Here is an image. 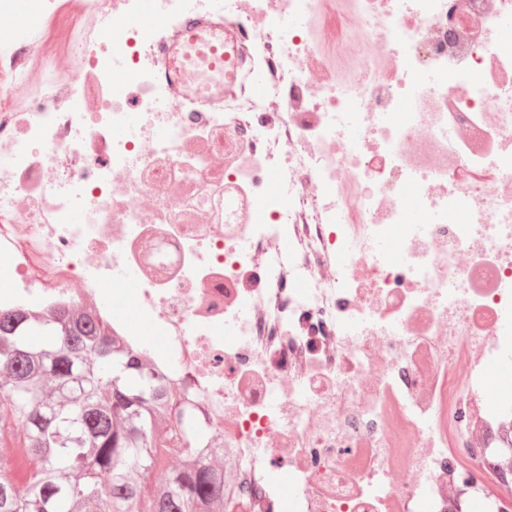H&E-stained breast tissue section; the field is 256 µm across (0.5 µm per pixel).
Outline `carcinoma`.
I'll list each match as a JSON object with an SVG mask.
<instances>
[{
    "mask_svg": "<svg viewBox=\"0 0 512 512\" xmlns=\"http://www.w3.org/2000/svg\"><path fill=\"white\" fill-rule=\"evenodd\" d=\"M0 435L23 431L34 472L20 487L0 471V512H228L220 448L188 449L164 377L120 345L88 311L0 313ZM156 475L144 491L147 475Z\"/></svg>",
    "mask_w": 512,
    "mask_h": 512,
    "instance_id": "obj_1",
    "label": "carcinoma"
}]
</instances>
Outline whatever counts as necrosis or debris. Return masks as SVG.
<instances>
[{
	"mask_svg": "<svg viewBox=\"0 0 512 512\" xmlns=\"http://www.w3.org/2000/svg\"><path fill=\"white\" fill-rule=\"evenodd\" d=\"M11 2L0 312L106 319L244 512H499L512 0H75L55 44ZM192 13L236 35L217 101L157 55Z\"/></svg>",
	"mask_w": 512,
	"mask_h": 512,
	"instance_id": "necrosis-or-debris-1",
	"label": "necrosis or debris"
}]
</instances>
